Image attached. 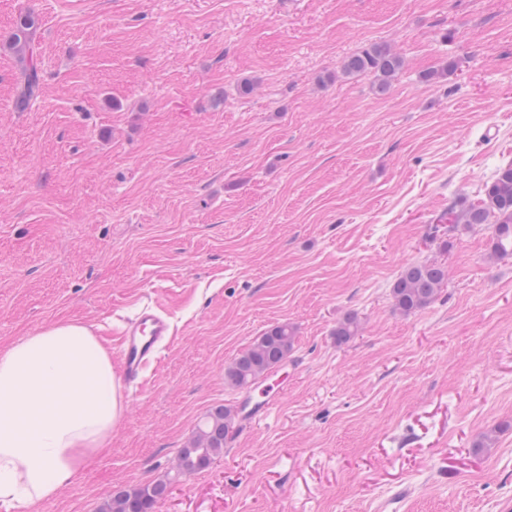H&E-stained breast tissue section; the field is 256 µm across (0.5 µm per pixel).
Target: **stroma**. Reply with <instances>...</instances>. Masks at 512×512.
Listing matches in <instances>:
<instances>
[{"label":"stroma","instance_id":"obj_1","mask_svg":"<svg viewBox=\"0 0 512 512\" xmlns=\"http://www.w3.org/2000/svg\"><path fill=\"white\" fill-rule=\"evenodd\" d=\"M26 15L43 91L21 111ZM372 44L404 60L383 93L341 72ZM511 163L512 0H0V348L70 320L114 348L147 304L172 328L109 450L38 512L172 477L282 322L287 394L155 512H512V257L486 224L428 238ZM423 261L448 283L401 315ZM448 278L447 267L435 262L405 266L392 285L393 306L402 315L414 314L431 305ZM361 330L362 324L358 314L349 312L336 322L333 336L336 337L337 344H344L358 336ZM294 342V329L288 323L271 326L228 365L225 378L238 389L251 387L265 373L288 360Z\"/></svg>","mask_w":512,"mask_h":512}]
</instances>
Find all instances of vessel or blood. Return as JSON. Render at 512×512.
Segmentation results:
<instances>
[{"instance_id":"obj_1","label":"vessel or blood","mask_w":512,"mask_h":512,"mask_svg":"<svg viewBox=\"0 0 512 512\" xmlns=\"http://www.w3.org/2000/svg\"><path fill=\"white\" fill-rule=\"evenodd\" d=\"M167 320L152 307H144L131 320L120 336L119 354L126 384H134L153 360L159 346L169 341ZM288 388L287 376L270 372L241 397L238 418L241 423L253 424L266 419L278 405Z\"/></svg>"}]
</instances>
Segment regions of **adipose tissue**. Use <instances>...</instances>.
Listing matches in <instances>:
<instances>
[{"label": "adipose tissue", "mask_w": 512, "mask_h": 512, "mask_svg": "<svg viewBox=\"0 0 512 512\" xmlns=\"http://www.w3.org/2000/svg\"><path fill=\"white\" fill-rule=\"evenodd\" d=\"M123 410L112 355L83 324L0 349V503L37 512L110 448Z\"/></svg>", "instance_id": "obj_1"}]
</instances>
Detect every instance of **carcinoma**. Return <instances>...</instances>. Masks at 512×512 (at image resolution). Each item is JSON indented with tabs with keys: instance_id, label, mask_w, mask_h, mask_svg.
<instances>
[{
	"instance_id": "carcinoma-1",
	"label": "carcinoma",
	"mask_w": 512,
	"mask_h": 512,
	"mask_svg": "<svg viewBox=\"0 0 512 512\" xmlns=\"http://www.w3.org/2000/svg\"><path fill=\"white\" fill-rule=\"evenodd\" d=\"M37 21L27 16L19 24L10 48L21 63L16 102L20 107L39 97L41 74L34 44ZM403 68V60L384 45H372L348 56L342 65L345 74L373 76L379 91H386ZM452 231L463 225H493L491 257L512 256V164L498 170L485 185L484 198L464 209L454 206L438 214L430 225V234ZM448 278L447 267L435 263H414L405 266L392 285L393 306L402 315L414 314L431 305L439 296ZM358 314L349 312L336 322L333 336L344 344L360 334ZM295 342V333L288 323L268 328L224 370L225 378L238 389H247L274 367L286 362ZM235 425L234 413L224 406L209 411L201 420L187 445L181 448L176 463L179 476L192 475L209 467L224 453V443ZM173 480H160L131 490L114 493L104 512H154L159 500L170 490Z\"/></svg>"
}]
</instances>
